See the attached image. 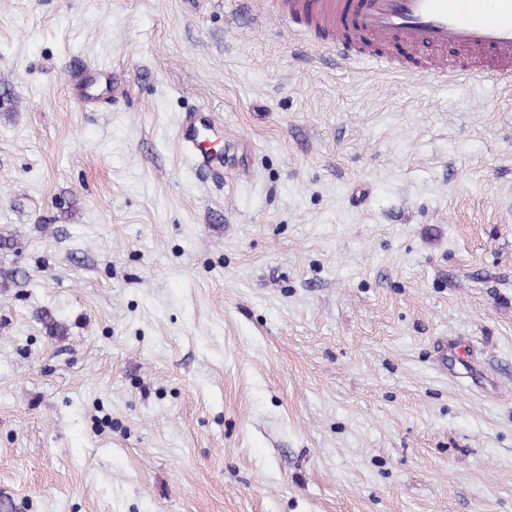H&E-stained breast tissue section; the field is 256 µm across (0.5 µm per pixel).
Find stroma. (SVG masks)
Wrapping results in <instances>:
<instances>
[{
  "label": "stroma",
  "mask_w": 512,
  "mask_h": 512,
  "mask_svg": "<svg viewBox=\"0 0 512 512\" xmlns=\"http://www.w3.org/2000/svg\"><path fill=\"white\" fill-rule=\"evenodd\" d=\"M260 6L0 0V512H512V87ZM219 122L206 109H197L185 118L176 134L178 151L196 172L221 177L224 174V152H210L201 147L205 135H218Z\"/></svg>",
  "instance_id": "35a3bbf8"
}]
</instances>
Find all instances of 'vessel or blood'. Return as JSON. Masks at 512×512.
<instances>
[{
  "instance_id": "vessel-or-blood-1",
  "label": "vessel or blood",
  "mask_w": 512,
  "mask_h": 512,
  "mask_svg": "<svg viewBox=\"0 0 512 512\" xmlns=\"http://www.w3.org/2000/svg\"><path fill=\"white\" fill-rule=\"evenodd\" d=\"M278 22L291 39H317L342 68L369 57L386 63L385 48L398 45L413 56L430 51L417 70L440 80L476 65L487 78L512 83V0H284ZM218 132L211 112L186 114L176 144L194 171L223 175L224 153L201 146Z\"/></svg>"
}]
</instances>
